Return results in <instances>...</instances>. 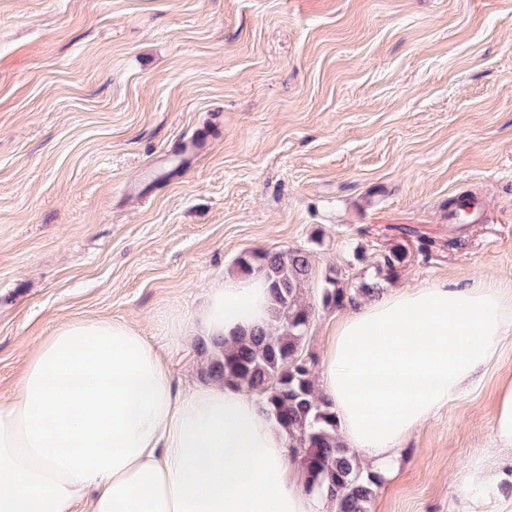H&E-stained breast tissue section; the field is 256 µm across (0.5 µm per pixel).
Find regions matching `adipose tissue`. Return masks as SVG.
I'll use <instances>...</instances> for the list:
<instances>
[{"label":"adipose tissue","instance_id":"ef3b65f1","mask_svg":"<svg viewBox=\"0 0 512 512\" xmlns=\"http://www.w3.org/2000/svg\"><path fill=\"white\" fill-rule=\"evenodd\" d=\"M270 306L263 276L228 274L181 334L229 340L268 326ZM510 334L502 279L383 293L339 316L318 389L343 443L388 479L402 440L475 385ZM290 445L236 387L182 392L132 322L70 319L0 401V512H325Z\"/></svg>","mask_w":512,"mask_h":512}]
</instances>
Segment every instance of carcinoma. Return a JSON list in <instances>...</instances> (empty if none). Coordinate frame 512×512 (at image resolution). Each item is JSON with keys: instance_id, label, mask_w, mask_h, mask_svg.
Instances as JSON below:
<instances>
[{"instance_id": "1", "label": "carcinoma", "mask_w": 512, "mask_h": 512, "mask_svg": "<svg viewBox=\"0 0 512 512\" xmlns=\"http://www.w3.org/2000/svg\"><path fill=\"white\" fill-rule=\"evenodd\" d=\"M407 259L406 248L397 246L384 257L379 271L393 274ZM237 265L245 275L264 276L271 297L270 328L243 333L230 346L199 339L200 379L220 381L255 396L294 440V457L308 488L326 491L334 512H369L380 478L364 471L356 452L340 442L336 413L318 395L311 364L302 356L315 313L304 298L312 278L309 253L293 248L244 253ZM378 291L376 282L347 290L328 276L320 302L326 308L356 307Z\"/></svg>"}]
</instances>
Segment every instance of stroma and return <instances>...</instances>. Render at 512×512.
I'll return each instance as SVG.
<instances>
[{
	"mask_svg": "<svg viewBox=\"0 0 512 512\" xmlns=\"http://www.w3.org/2000/svg\"><path fill=\"white\" fill-rule=\"evenodd\" d=\"M409 260L380 279L395 244ZM301 248L320 363L344 287L512 273V0H0V401L62 321L178 336L245 252ZM512 335L370 512H471ZM380 289L377 282H363L359 288L347 290L339 286V280L336 277L326 276L321 288L320 302L326 308L356 307L362 300L373 296Z\"/></svg>",
	"mask_w": 512,
	"mask_h": 512,
	"instance_id": "stroma-1",
	"label": "stroma"
}]
</instances>
